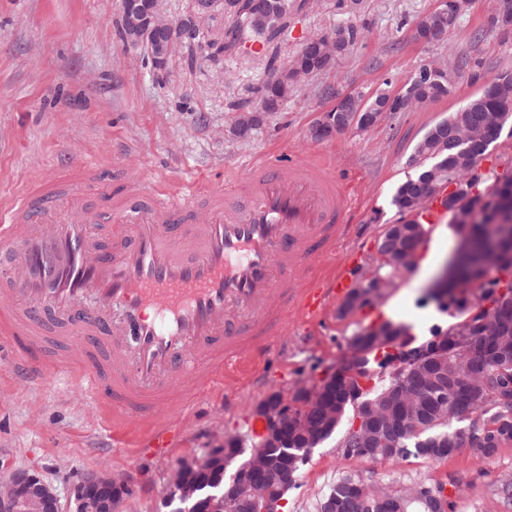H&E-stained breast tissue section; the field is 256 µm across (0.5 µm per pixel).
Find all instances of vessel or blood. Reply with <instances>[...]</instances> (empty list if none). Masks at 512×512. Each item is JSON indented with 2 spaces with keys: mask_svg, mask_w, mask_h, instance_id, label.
Segmentation results:
<instances>
[{
  "mask_svg": "<svg viewBox=\"0 0 512 512\" xmlns=\"http://www.w3.org/2000/svg\"><path fill=\"white\" fill-rule=\"evenodd\" d=\"M252 169L248 183L195 181L176 199L112 187L87 162L77 182L0 202V357L44 375L35 351L58 320L59 343L81 347L68 379L106 423L143 422L164 451L159 411L196 407L289 313L317 318L351 285L314 266L344 234L348 180L317 158Z\"/></svg>",
  "mask_w": 512,
  "mask_h": 512,
  "instance_id": "1",
  "label": "vessel or blood"
}]
</instances>
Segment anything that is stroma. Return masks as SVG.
Masks as SVG:
<instances>
[{
    "label": "stroma",
    "instance_id": "35a3bbf8",
    "mask_svg": "<svg viewBox=\"0 0 512 512\" xmlns=\"http://www.w3.org/2000/svg\"><path fill=\"white\" fill-rule=\"evenodd\" d=\"M434 6L435 0H320L313 11L294 17L280 62L303 39L341 24L357 28L356 46L309 78L280 111L262 113L251 134L239 138L233 133L239 115L228 103L253 99L265 78L262 60L227 56L216 66L200 57L190 64L179 53L159 74L123 46L117 32L122 0H0V197L38 187L52 168L75 175L80 159L98 162L107 177L160 182L180 196L195 180L247 182L252 162L264 157L318 155L332 172L351 175L352 205L343 241L317 257V270L327 276L352 260L357 276L377 270L388 280L369 311L344 316L341 299H332L318 320L289 318L251 362L227 367L201 412H172L166 456L144 449L140 426L105 428L95 402L64 378L23 380L0 361L1 466L38 471L65 505L85 472L121 474L138 489L124 497L118 512H169L164 498L178 464L204 458L228 434L252 448L257 403L275 392L314 386L341 367L360 330L389 320L395 310L422 342L480 306L476 281L442 303L431 293L464 242L455 225L428 227L413 267L381 268L376 261L381 234L401 219L391 200L412 172L416 143L498 72L512 70V31L491 30L489 0H474L443 42H419L412 24ZM439 57L460 65L451 95L378 127L311 138L318 112L331 106L334 95H370L386 79L390 92H397L419 65ZM344 435L337 429L312 449L285 495V512H319L331 486L346 475L396 489L445 486L450 512H512L500 495L502 483L512 478V445L483 458L462 448L437 461L411 455L371 462L346 457Z\"/></svg>",
    "mask_w": 512,
    "mask_h": 512
}]
</instances>
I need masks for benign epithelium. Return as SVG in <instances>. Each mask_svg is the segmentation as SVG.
<instances>
[{
    "instance_id": "benign-epithelium-1",
    "label": "benign epithelium",
    "mask_w": 512,
    "mask_h": 512,
    "mask_svg": "<svg viewBox=\"0 0 512 512\" xmlns=\"http://www.w3.org/2000/svg\"><path fill=\"white\" fill-rule=\"evenodd\" d=\"M166 0H122V12L119 19L123 45L128 49L144 51L152 66L163 71L175 52L187 45L206 43L213 50L221 46L214 38L216 31L211 22L216 17L226 18L235 15L238 4H247L249 21L265 25L273 16L270 0H193L192 7L183 15L171 18L165 8ZM471 0H440L432 13L448 16V23L466 12ZM493 27L500 30L512 29V0H496L491 13ZM413 33L417 40L428 42L435 40L438 30L430 24L429 15L422 16L414 25ZM340 36L330 35L325 42L314 47L312 62L324 69L333 66L336 59V46ZM306 80L305 68L300 58L294 57L281 65L272 78V82L284 88L299 86ZM410 100L396 92L379 101L372 112H357L353 98L348 95L336 97L334 104L318 113L311 128L315 139H327L343 129L354 127L371 128L384 122L396 112L409 109ZM439 134L442 140L454 144L474 138L470 127L466 125H442ZM437 191L436 182L420 186L409 196L404 213L417 214L423 211ZM462 198L448 209L450 223L465 227L470 223V215L482 210L491 198L477 194L452 182L448 184V193L443 199L456 194ZM411 230L408 224H390L384 233V242L378 246L382 264L403 268L412 263L420 242H411ZM478 256L481 274L494 269L497 276L486 282L494 289V294L485 299L484 310L497 309L502 297L508 294L512 284V253L494 247L475 250L472 242H467L465 253L455 256L451 262V271H443L442 290L438 296L445 297L443 280H455L458 270L468 255ZM387 280L378 275L366 277L347 296L341 312L348 314L366 301L378 296L387 287ZM488 318L475 314L451 326L447 332L434 337L427 344L412 348L399 347L402 338L392 335L395 325L384 323L362 332L366 337L377 341L386 340L393 359L388 371L392 374L406 368H413L421 362L432 360L438 363L448 360L450 353H470L476 341L487 327ZM336 390V374L326 377L319 385L310 389L304 386L295 388L289 398H271L264 400L257 408L265 419L266 428L259 440L254 443L248 465L241 470L232 482L229 493L211 496L196 504V512H282L284 496L288 489L287 473L295 468L296 461L277 463L271 461L265 449L278 446L287 438L288 427L308 428L307 413L316 406L323 408L324 423L336 418V404L329 403L325 394ZM361 420L355 419L348 440L351 448H365L371 444L367 434L360 432ZM240 446L235 436L224 438V445L210 449L206 459L201 462L183 463L176 468L170 479L166 502L179 499L187 502L193 499L199 490L197 469L207 463L219 465L224 455L232 448ZM127 488V479L121 474H107L100 471H88L82 475L74 489L76 512H116L122 495ZM0 512H64L63 505L53 487L38 473L30 470H15L8 480L0 485Z\"/></svg>"
}]
</instances>
